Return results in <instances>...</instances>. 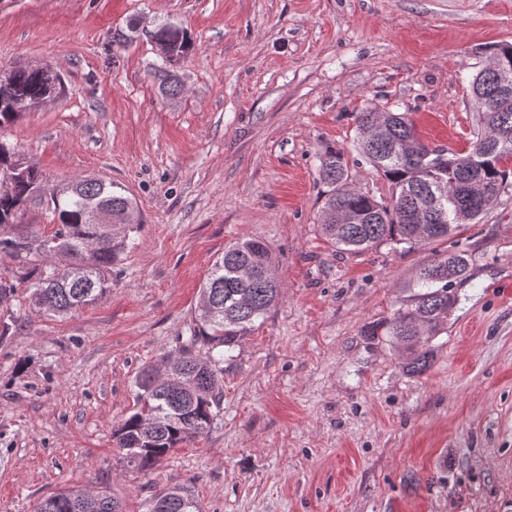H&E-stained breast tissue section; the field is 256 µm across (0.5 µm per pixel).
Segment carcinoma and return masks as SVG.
<instances>
[{
  "mask_svg": "<svg viewBox=\"0 0 512 512\" xmlns=\"http://www.w3.org/2000/svg\"><path fill=\"white\" fill-rule=\"evenodd\" d=\"M499 67L480 69L470 84L512 85V45L491 46ZM20 101L33 105L51 88V77L37 70L12 75ZM478 127L462 152L431 148L415 132L406 113L377 106L356 116L357 148L391 186L389 198L353 189L348 182L345 152L328 148L318 159L321 181L330 187L321 209L322 233L340 250L366 252L382 245H425L444 239L481 213L467 205L471 187L486 194V208L497 204L508 183L505 163L512 161V98L472 97ZM42 173L28 174L13 190L0 194V228L34 199ZM55 231L46 236L17 232L0 237V249L22 259L23 278L33 284L29 304L39 312L63 316L102 297L108 274L127 247L126 237H104L90 222V211L112 208L117 224L127 225L133 199L112 182L95 178L62 185L48 202ZM469 259L447 253L423 266L408 295L392 317L381 324L389 342L406 350V371L421 373L431 358L429 339L438 335L458 302L455 285L465 279ZM282 286L273 274L269 247L260 240L237 242L211 265L200 288L218 299L214 313L197 311L188 347L169 363L163 378L146 370L137 382L138 406L113 433L126 465L147 471L180 444L208 429L220 408L224 356L233 351L256 322L280 299ZM204 349L200 354L196 347ZM37 512H123L121 503L104 491L84 494L67 490L44 498ZM149 512H199L197 503L172 488L156 496Z\"/></svg>",
  "mask_w": 512,
  "mask_h": 512,
  "instance_id": "carcinoma-1",
  "label": "carcinoma"
}]
</instances>
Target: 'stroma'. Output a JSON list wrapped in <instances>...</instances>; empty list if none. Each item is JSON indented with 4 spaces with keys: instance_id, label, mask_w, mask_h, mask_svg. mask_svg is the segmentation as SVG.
Masks as SVG:
<instances>
[{
    "instance_id": "35a3bbf8",
    "label": "stroma",
    "mask_w": 512,
    "mask_h": 512,
    "mask_svg": "<svg viewBox=\"0 0 512 512\" xmlns=\"http://www.w3.org/2000/svg\"><path fill=\"white\" fill-rule=\"evenodd\" d=\"M165 22L193 44L174 63L152 38ZM505 42L512 0H0V68L48 63L66 85L0 140L41 196L106 178L141 213L106 294L63 317L30 309L0 250L18 283L0 306V512L65 490L146 512L170 488L200 512H512V185L446 240L350 252L320 233L317 171L339 148L355 188L389 196L356 149L374 105L464 149L469 82ZM248 239L269 245L282 299L225 361L210 427L131 470L112 433L137 379L179 356L212 262ZM447 252L468 279L411 374L368 330Z\"/></svg>"
}]
</instances>
